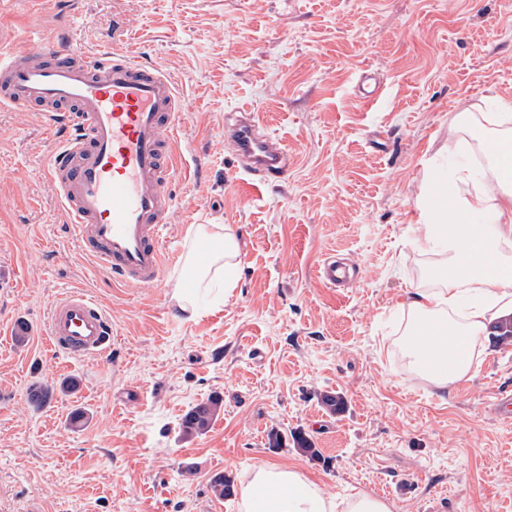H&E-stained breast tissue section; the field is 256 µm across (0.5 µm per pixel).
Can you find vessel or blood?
I'll return each mask as SVG.
<instances>
[{"label":"vessel or blood","instance_id":"1","mask_svg":"<svg viewBox=\"0 0 512 512\" xmlns=\"http://www.w3.org/2000/svg\"><path fill=\"white\" fill-rule=\"evenodd\" d=\"M381 96L370 69L362 68L359 99L372 104ZM0 103L39 108L54 133L47 177L79 249L115 283L158 282L170 258L166 228L177 210L169 185L180 170L183 116L192 109L174 76L124 47L104 58L92 55L64 32L0 52ZM224 145L241 170L238 189L245 196L286 177L293 164L287 141L245 109L225 115ZM317 277L333 288L349 273L326 261ZM46 336L65 356L95 355L106 363L115 344L104 307L81 291L53 301Z\"/></svg>","mask_w":512,"mask_h":512}]
</instances>
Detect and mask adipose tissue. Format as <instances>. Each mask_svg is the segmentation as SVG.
Here are the masks:
<instances>
[{
  "label": "adipose tissue",
  "mask_w": 512,
  "mask_h": 512,
  "mask_svg": "<svg viewBox=\"0 0 512 512\" xmlns=\"http://www.w3.org/2000/svg\"><path fill=\"white\" fill-rule=\"evenodd\" d=\"M482 125L498 148L491 165L498 190H491L470 165L459 164L453 182L419 199L424 240L443 254L434 287L412 286L406 304L409 321L399 338L405 356L433 389L449 392L472 369V352L480 336L498 319L512 315V102L498 100L493 112H475L465 104L452 122L461 139L466 121ZM482 223H473V216ZM185 263L195 271L191 284L176 285L170 300L178 313L194 318L198 297L230 296L237 283L239 247L228 224H192L185 235ZM431 333L419 337L417 328ZM239 512H335V505L298 470L275 465L254 469L242 488Z\"/></svg>",
  "instance_id": "adipose-tissue-1"
}]
</instances>
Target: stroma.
Instances as JSON below:
<instances>
[{"instance_id":"stroma-1","label":"stroma","mask_w":512,"mask_h":512,"mask_svg":"<svg viewBox=\"0 0 512 512\" xmlns=\"http://www.w3.org/2000/svg\"><path fill=\"white\" fill-rule=\"evenodd\" d=\"M68 23L90 52L129 47L172 72L195 109L171 185L172 261L158 284L131 288L68 236L40 113L0 106V512H237L212 481L242 487L260 464L392 512H512V418L490 409L512 391V344L480 341L444 396L398 345L408 292L439 261L417 202L456 161L458 103L512 101V0H0V50ZM365 66L384 82L371 106L353 91ZM237 107L296 158L248 199L224 148ZM192 224L232 225L240 265L232 296L185 321L169 298ZM330 255L359 267L349 287L319 284ZM71 289L110 316V366L46 349L48 309ZM18 317L31 326L22 345L8 333ZM67 378L79 386L64 393ZM35 384L53 390L38 408ZM214 396L219 417L183 436L186 412Z\"/></svg>"}]
</instances>
